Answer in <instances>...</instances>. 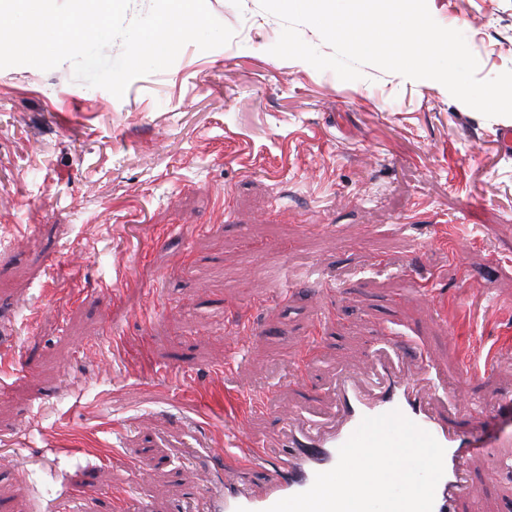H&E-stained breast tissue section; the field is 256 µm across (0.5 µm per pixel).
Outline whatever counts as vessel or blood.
I'll return each instance as SVG.
<instances>
[{"label": "vessel or blood", "mask_w": 512, "mask_h": 512, "mask_svg": "<svg viewBox=\"0 0 512 512\" xmlns=\"http://www.w3.org/2000/svg\"><path fill=\"white\" fill-rule=\"evenodd\" d=\"M436 384L411 378L401 369H387L379 389L355 372L341 374L336 384V404L330 422L312 424L289 416L283 421L281 448L252 446L237 451L245 469L263 473L264 486L246 480L224 481V457L211 450L197 453V464L207 476V485L196 512H266L281 499L306 491L316 473L332 469L338 449L357 429L362 419L400 410L431 433L444 447V475L439 481L433 512H456L458 501L476 491L469 478L468 462L480 453L436 407Z\"/></svg>", "instance_id": "1"}]
</instances>
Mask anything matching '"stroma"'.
Wrapping results in <instances>:
<instances>
[{
  "label": "stroma",
  "mask_w": 512,
  "mask_h": 512,
  "mask_svg": "<svg viewBox=\"0 0 512 512\" xmlns=\"http://www.w3.org/2000/svg\"><path fill=\"white\" fill-rule=\"evenodd\" d=\"M206 4L231 42L186 44L120 98L67 61L0 69V512H113L117 485L193 512V450L226 424L194 381L223 390L211 369L234 354L237 386L274 399L246 428L269 444L278 416L327 410L340 370L375 368L393 338L420 375L499 359L445 401L471 439L512 430V118L433 80L278 58L282 22L259 0ZM427 5L479 78L512 69V0ZM501 456L472 459L461 512H512ZM90 480L101 494L75 499Z\"/></svg>",
  "instance_id": "1"
}]
</instances>
